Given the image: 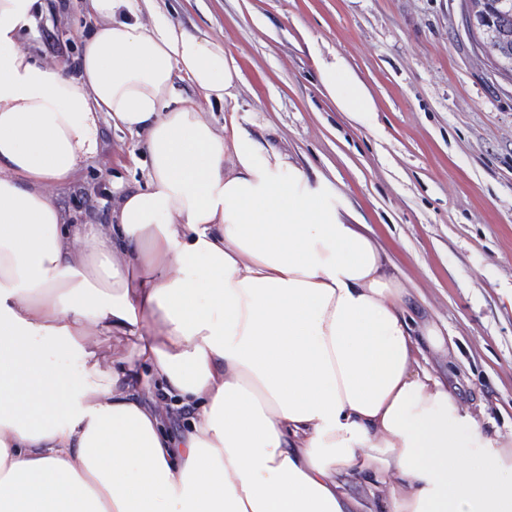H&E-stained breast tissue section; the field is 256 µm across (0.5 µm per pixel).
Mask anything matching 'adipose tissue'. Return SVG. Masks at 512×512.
I'll use <instances>...</instances> for the list:
<instances>
[{
	"label": "adipose tissue",
	"instance_id": "1",
	"mask_svg": "<svg viewBox=\"0 0 512 512\" xmlns=\"http://www.w3.org/2000/svg\"><path fill=\"white\" fill-rule=\"evenodd\" d=\"M46 9L0 0V512H512V454L428 368L445 341L387 249L236 114L206 118L241 81L223 45L88 0L71 75L21 46ZM319 81L372 110L344 59ZM103 115L148 158L104 230L51 193Z\"/></svg>",
	"mask_w": 512,
	"mask_h": 512
}]
</instances>
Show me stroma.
Listing matches in <instances>:
<instances>
[{
  "mask_svg": "<svg viewBox=\"0 0 512 512\" xmlns=\"http://www.w3.org/2000/svg\"><path fill=\"white\" fill-rule=\"evenodd\" d=\"M85 0H62L22 45L70 66ZM173 22L223 43L242 73L237 111L382 237L449 342L430 368L487 435L512 443V77L484 57L466 0H154ZM342 57L368 87L348 118L317 80ZM97 153L53 191L64 215L104 224L112 184L142 183L141 135L99 122Z\"/></svg>",
  "mask_w": 512,
  "mask_h": 512,
  "instance_id": "35a3bbf8",
  "label": "stroma"
}]
</instances>
